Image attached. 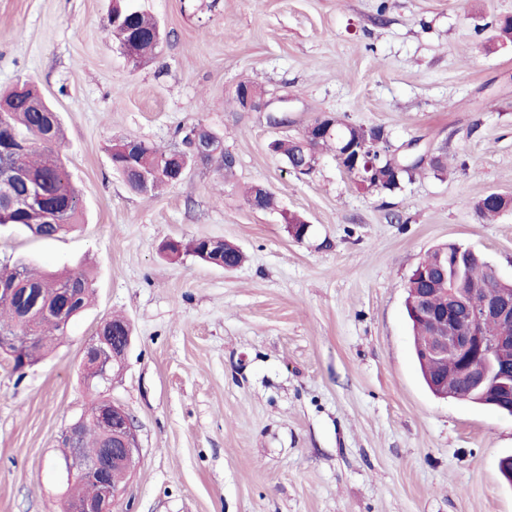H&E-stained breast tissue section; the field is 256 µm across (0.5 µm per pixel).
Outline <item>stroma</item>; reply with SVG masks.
Returning <instances> with one entry per match:
<instances>
[{
	"label": "stroma",
	"mask_w": 512,
	"mask_h": 512,
	"mask_svg": "<svg viewBox=\"0 0 512 512\" xmlns=\"http://www.w3.org/2000/svg\"><path fill=\"white\" fill-rule=\"evenodd\" d=\"M167 35L147 62L102 30L112 0H0V91L26 81L58 113L83 222L51 240L0 225V263L86 267L94 300L19 373L0 358V512H61L56 463L89 405L85 345L123 316L131 346L108 396L139 456L119 512H512L499 472L512 417L435 397L413 357L406 286L456 244L512 280V0H136ZM288 112H241L240 82ZM332 113L383 127L399 153L445 149L448 172L369 192L322 155L291 172L270 148ZM202 126L236 158L152 195L113 170V141L178 147ZM263 185L274 209H252ZM309 223L303 240L286 219ZM236 244L232 269L161 252Z\"/></svg>",
	"instance_id": "obj_1"
}]
</instances>
